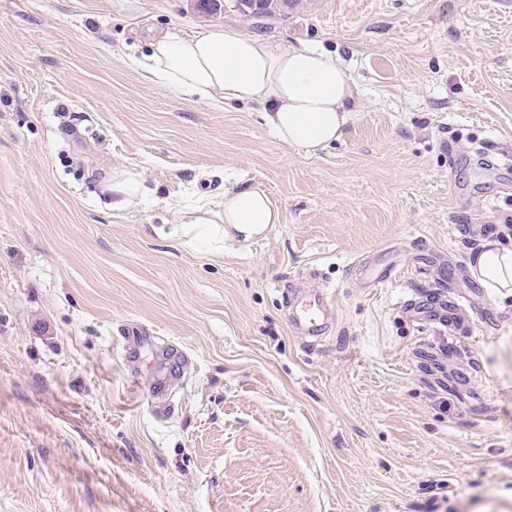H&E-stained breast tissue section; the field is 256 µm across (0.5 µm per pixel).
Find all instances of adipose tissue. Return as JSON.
<instances>
[{"label":"adipose tissue","mask_w":512,"mask_h":512,"mask_svg":"<svg viewBox=\"0 0 512 512\" xmlns=\"http://www.w3.org/2000/svg\"><path fill=\"white\" fill-rule=\"evenodd\" d=\"M132 65L150 82L221 107L266 102L265 120L276 138L316 152L342 140L355 91L332 57L307 48L274 49L260 36L231 27H209L189 37L154 40L149 55ZM280 212L262 185L228 189L221 210L195 209L182 221L189 241L249 242L280 223ZM469 270L489 290L512 289V246L487 240L470 257Z\"/></svg>","instance_id":"adipose-tissue-1"}]
</instances>
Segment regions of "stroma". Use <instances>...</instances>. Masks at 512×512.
Wrapping results in <instances>:
<instances>
[{"instance_id": "obj_1", "label": "stroma", "mask_w": 512, "mask_h": 512, "mask_svg": "<svg viewBox=\"0 0 512 512\" xmlns=\"http://www.w3.org/2000/svg\"><path fill=\"white\" fill-rule=\"evenodd\" d=\"M232 26L342 66L341 141L274 138L128 65ZM456 163H449V155ZM512 0H308L247 20L195 0H0V512H512ZM145 193L112 205L104 169ZM259 183L265 237L188 245L174 202ZM394 264L360 287L357 265ZM329 291L308 343L289 320ZM440 295L468 333L419 322ZM470 273L480 280L486 288L494 292L506 290L504 296L511 294L512 288V246L498 241L482 242L468 262Z\"/></svg>"}]
</instances>
